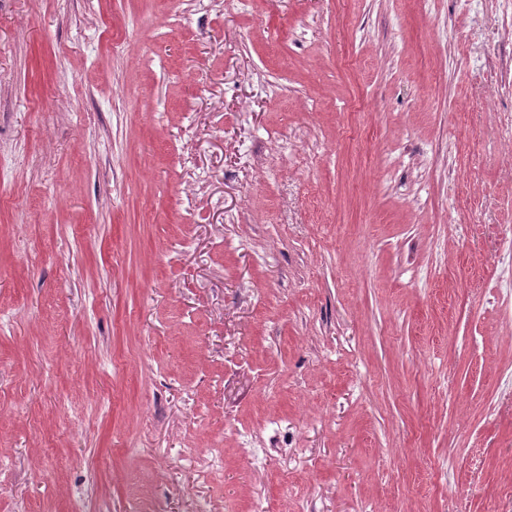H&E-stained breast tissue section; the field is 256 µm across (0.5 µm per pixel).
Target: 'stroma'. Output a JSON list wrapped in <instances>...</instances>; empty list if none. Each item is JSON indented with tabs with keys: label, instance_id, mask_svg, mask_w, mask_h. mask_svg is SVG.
<instances>
[{
	"label": "stroma",
	"instance_id": "35a3bbf8",
	"mask_svg": "<svg viewBox=\"0 0 512 512\" xmlns=\"http://www.w3.org/2000/svg\"><path fill=\"white\" fill-rule=\"evenodd\" d=\"M509 79L512 0H0V512H512Z\"/></svg>",
	"mask_w": 512,
	"mask_h": 512
}]
</instances>
